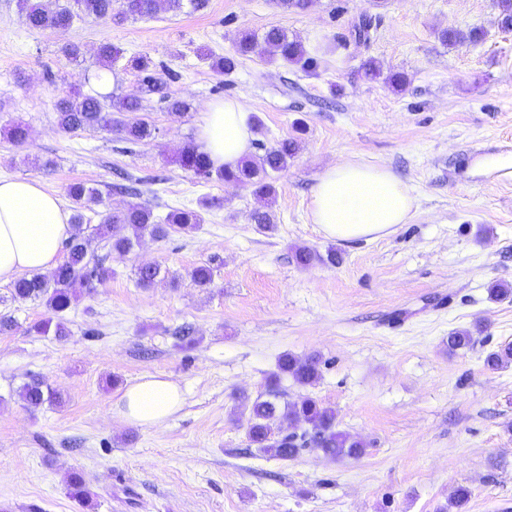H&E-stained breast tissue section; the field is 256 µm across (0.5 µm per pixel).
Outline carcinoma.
I'll return each instance as SVG.
<instances>
[{"instance_id": "cac0c4a2", "label": "carcinoma", "mask_w": 512, "mask_h": 512, "mask_svg": "<svg viewBox=\"0 0 512 512\" xmlns=\"http://www.w3.org/2000/svg\"><path fill=\"white\" fill-rule=\"evenodd\" d=\"M137 8H118L114 0H54L49 8L39 0H19V7L26 25L32 29L70 28L74 20L82 17L107 19L120 26L129 19L153 15L164 5L172 12H180L185 6L194 11L204 9L208 0H135ZM499 25L504 30H512V0H495ZM374 28L370 16L359 18L352 26L354 39L368 43ZM481 33L471 30L467 33L457 30H444L440 40L449 45L463 42H476ZM237 53L265 55L274 60L280 58L300 67L304 71L314 68L315 58L309 56L301 41L289 38L288 33L271 27L263 35L245 30L239 34ZM96 57L99 66L112 70L123 58V51L114 44L104 41L99 44ZM130 66L141 73V89L146 94H160L164 82L150 67L144 57L131 60ZM140 103L136 97H126L107 101L105 96L79 95L60 97L55 104V120L58 130L71 134L84 130H100L117 133L130 143H139L154 135V127L143 119L128 121L120 114L135 112ZM298 150L295 138H284L276 146L241 160L235 169H213L210 160L198 147L185 144L174 152L173 161L184 171L193 173L200 179L216 178L228 183L250 186L259 202L266 203L275 193L269 182V172H279L288 167ZM72 201L73 233L64 242L63 261L46 274H32L17 279L11 290L12 300L26 302L41 300L47 308V315L34 322L31 330L41 336L53 335L63 339L70 335L63 313L72 301L82 292H92L96 286L112 277V268L105 265L106 257L90 252L91 235L87 234L84 210L91 204H104L100 189L82 183L73 184L68 190ZM201 214L194 210H174L163 219H156L153 212L142 205L130 204L120 210L110 208L100 212V222L96 235L104 241L108 253L123 256L146 235L154 239H164L173 233H190L202 223ZM295 262L302 266L314 262L336 263V251L331 249L326 255L308 248L298 247L294 251ZM161 273L160 266L144 264L138 268L136 284L148 288L155 284ZM512 361V345H506L490 352L486 366L496 369ZM290 377L302 386L312 385L319 378V361L313 356L299 358L287 354L278 365V372L269 376L265 393L257 396L249 405L247 438L251 445L260 448L283 460L295 457L303 448H317L331 456L359 457L365 452V444L336 430L335 411L316 399L305 397L297 402L283 400L280 389L282 377ZM17 397L30 408L46 403L62 405V394L48 385L38 375L29 376L16 390ZM298 423L305 425L299 432H284L282 424ZM68 494L81 506H90L92 493L82 474L73 472L67 481Z\"/></svg>"}]
</instances>
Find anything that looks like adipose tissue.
<instances>
[{"instance_id": "obj_1", "label": "adipose tissue", "mask_w": 512, "mask_h": 512, "mask_svg": "<svg viewBox=\"0 0 512 512\" xmlns=\"http://www.w3.org/2000/svg\"><path fill=\"white\" fill-rule=\"evenodd\" d=\"M248 110L237 99L208 104L199 139L217 168H236L251 150ZM418 199L390 169L344 161L318 178L308 205L312 223L327 237L342 241L377 240L408 223ZM60 197L35 180L0 179V281L24 272H46L60 261L72 228ZM184 401L176 382L143 377L115 403L125 422L156 427L166 423Z\"/></svg>"}]
</instances>
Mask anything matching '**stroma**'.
I'll list each match as a JSON object with an SVG mask.
<instances>
[{"label": "stroma", "instance_id": "stroma-1", "mask_svg": "<svg viewBox=\"0 0 512 512\" xmlns=\"http://www.w3.org/2000/svg\"><path fill=\"white\" fill-rule=\"evenodd\" d=\"M364 14L378 22L359 44L349 29ZM273 26L303 43L314 72L254 54L227 75L211 68L241 31ZM446 29L484 37L449 46L438 38ZM104 40L149 57L163 94L140 95L137 72L121 66L102 88ZM69 42L82 45L81 65L65 59ZM369 57L407 73L405 89L365 78ZM70 92L140 96L154 138L60 133L55 103ZM171 97L188 103L183 115L171 113ZM218 98L247 105L252 154L299 142L273 176V229L254 223L251 188L170 160L198 142ZM15 121L30 136L16 145L0 135V179H33L63 199L83 182L112 208L135 201L158 218L204 198L219 204L192 233L108 256L111 279L64 313L67 340L35 334L45 307L12 301L11 284H0V313L17 322L0 335V512H512V363L485 365L512 345V297L489 294L512 283V30L501 29L493 0H314L304 11L209 0L201 12L161 10L120 26L88 17L66 30L30 29L17 0H0V128ZM346 160L388 167L411 187L409 222L371 242L320 232L312 189ZM302 246L335 249L338 260L297 265ZM151 262L163 280L137 287L138 267ZM203 264L214 269L207 288L191 278ZM185 325L188 347L177 336ZM465 329L469 347L449 350V334ZM285 354L320 360L313 385L283 379L286 399L333 408L363 455L306 448L281 460L250 446L239 398L263 392ZM31 374L65 405L25 406L15 390ZM151 375L179 384L182 408L159 427L121 420L116 400ZM72 472L92 490V510L68 495ZM461 487L469 495L458 507Z\"/></svg>", "mask_w": 512, "mask_h": 512}]
</instances>
